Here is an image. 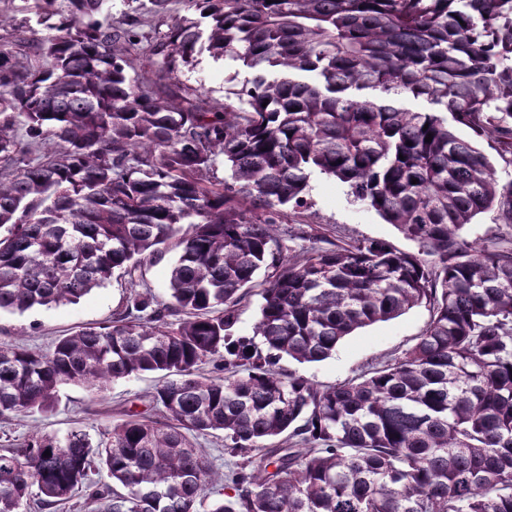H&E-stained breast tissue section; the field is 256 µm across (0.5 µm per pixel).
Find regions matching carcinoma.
Here are the masks:
<instances>
[{"label":"carcinoma","instance_id":"obj_1","mask_svg":"<svg viewBox=\"0 0 512 512\" xmlns=\"http://www.w3.org/2000/svg\"><path fill=\"white\" fill-rule=\"evenodd\" d=\"M14 2L0 311L74 304L171 240L179 256L164 300L132 288L48 354L0 343V421L53 412L64 386L160 374L155 414L129 410L105 438H5L0 512L79 493L95 512H512V180L476 147L512 166V0H137L117 19L112 0ZM203 50L254 76L212 102L178 79ZM220 161L230 180L212 182ZM314 175L418 251L322 237L289 254L280 207ZM489 209L501 227L470 238ZM258 285L253 335L236 336ZM423 302L426 330L356 377L276 368ZM218 433L234 462L211 500L197 439Z\"/></svg>","mask_w":512,"mask_h":512}]
</instances>
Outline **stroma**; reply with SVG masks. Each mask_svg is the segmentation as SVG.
I'll use <instances>...</instances> for the list:
<instances>
[{"mask_svg": "<svg viewBox=\"0 0 512 512\" xmlns=\"http://www.w3.org/2000/svg\"><path fill=\"white\" fill-rule=\"evenodd\" d=\"M238 80L251 78L249 69L237 68L235 63L215 59L209 54L199 55L193 66L183 68L182 83L192 89L205 87L213 102L223 103L224 90L230 85V76ZM283 220L300 223L303 231L325 234L329 239L346 241L384 240L403 252H417L415 242L407 239L394 225L381 218L363 204L354 201L345 186L326 177L315 176L303 207H283ZM176 257L175 249L163 250L137 269L134 276L115 274L106 287L95 289L75 305L52 309L35 308L25 313H0V342H20L34 350L50 352L54 342L89 323L111 319L130 285L150 289L158 298H165L168 270ZM431 319L429 304H420L400 317L360 329L345 339L333 356L323 362L298 364L284 359L280 371H299L323 385H334L348 380L372 364L391 359L406 349L412 340L423 333ZM157 375L139 377L113 383L101 396L82 386H67L60 393L56 411L46 417L19 416L0 422V432L20 439L34 430L62 435L76 425L97 433L118 420L121 410L137 405L140 397L154 387Z\"/></svg>", "mask_w": 512, "mask_h": 512, "instance_id": "35a3bbf8", "label": "stroma"}]
</instances>
